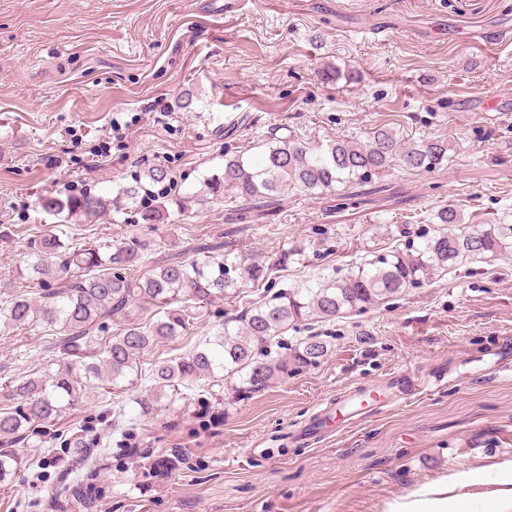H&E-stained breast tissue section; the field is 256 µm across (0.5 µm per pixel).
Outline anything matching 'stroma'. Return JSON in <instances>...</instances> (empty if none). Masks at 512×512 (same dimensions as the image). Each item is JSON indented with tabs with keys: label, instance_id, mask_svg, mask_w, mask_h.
<instances>
[{
	"label": "stroma",
	"instance_id": "35a3bbf8",
	"mask_svg": "<svg viewBox=\"0 0 512 512\" xmlns=\"http://www.w3.org/2000/svg\"><path fill=\"white\" fill-rule=\"evenodd\" d=\"M512 0H0V306L37 297L27 269L41 238L65 251L140 238L143 258L271 267L275 288L345 273L435 233L453 205L467 224H512ZM125 132L122 146L90 151ZM437 138L448 163L393 166L364 192L289 190L254 207L233 193L196 200L225 154L260 157L274 137L311 146ZM161 166L156 220L110 212L63 224L41 198L68 185L105 197ZM302 261L279 265L282 252ZM184 299L189 329L137 359L138 379L15 442L0 512H401L447 498L450 512H503L512 489V252L467 256L397 299L314 325L327 355L238 392L217 377L162 401L138 398L158 361L203 348L226 316L259 300ZM59 334L0 330V386L55 367ZM418 379L403 402L311 446L294 436L339 393ZM174 470L158 473L156 462Z\"/></svg>",
	"mask_w": 512,
	"mask_h": 512
}]
</instances>
